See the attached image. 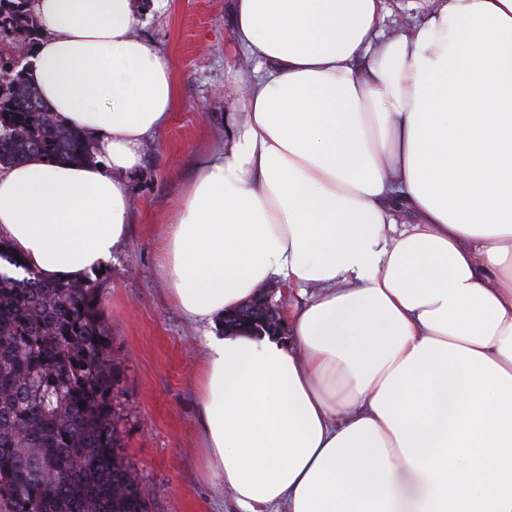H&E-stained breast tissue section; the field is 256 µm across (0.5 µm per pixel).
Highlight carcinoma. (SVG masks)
I'll list each match as a JSON object with an SVG mask.
<instances>
[{
	"mask_svg": "<svg viewBox=\"0 0 512 512\" xmlns=\"http://www.w3.org/2000/svg\"><path fill=\"white\" fill-rule=\"evenodd\" d=\"M31 36V0H0V167L33 155L82 163V133L13 67L12 42ZM0 246V512H156L123 453L99 286L45 280ZM263 316L245 305L237 329L259 333Z\"/></svg>",
	"mask_w": 512,
	"mask_h": 512,
	"instance_id": "1",
	"label": "carcinoma"
}]
</instances>
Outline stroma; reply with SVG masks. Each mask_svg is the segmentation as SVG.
Instances as JSON below:
<instances>
[{
    "label": "stroma",
    "instance_id": "1",
    "mask_svg": "<svg viewBox=\"0 0 512 512\" xmlns=\"http://www.w3.org/2000/svg\"><path fill=\"white\" fill-rule=\"evenodd\" d=\"M136 2L137 32L167 56L177 101L128 178L135 200L128 236L103 273L88 279L101 286L121 372L116 405L125 418L124 452L158 512H239L204 476L198 380L206 329L173 303L159 249L200 163L228 143L254 63L233 38V0Z\"/></svg>",
    "mask_w": 512,
    "mask_h": 512
}]
</instances>
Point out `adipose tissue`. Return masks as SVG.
Wrapping results in <instances>:
<instances>
[{
  "instance_id": "1",
  "label": "adipose tissue",
  "mask_w": 512,
  "mask_h": 512,
  "mask_svg": "<svg viewBox=\"0 0 512 512\" xmlns=\"http://www.w3.org/2000/svg\"><path fill=\"white\" fill-rule=\"evenodd\" d=\"M25 70L95 163L0 169V236L81 281L127 235V176L173 110L134 0H34ZM235 0L244 118L165 226L208 326L206 474L240 512H512V0ZM279 282L294 346L221 332ZM386 5L391 12L388 22L399 16L419 18L428 12L433 4L429 0H386Z\"/></svg>"
}]
</instances>
